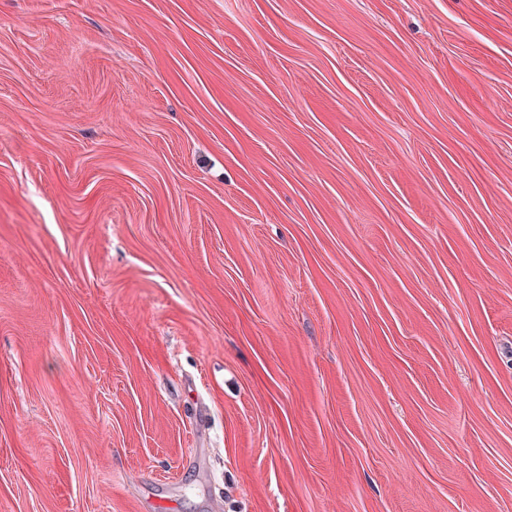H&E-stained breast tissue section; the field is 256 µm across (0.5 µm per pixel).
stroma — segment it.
Returning a JSON list of instances; mask_svg holds the SVG:
<instances>
[{"instance_id":"obj_1","label":"stroma","mask_w":512,"mask_h":512,"mask_svg":"<svg viewBox=\"0 0 512 512\" xmlns=\"http://www.w3.org/2000/svg\"><path fill=\"white\" fill-rule=\"evenodd\" d=\"M214 494L512 512V0H0V512Z\"/></svg>"}]
</instances>
